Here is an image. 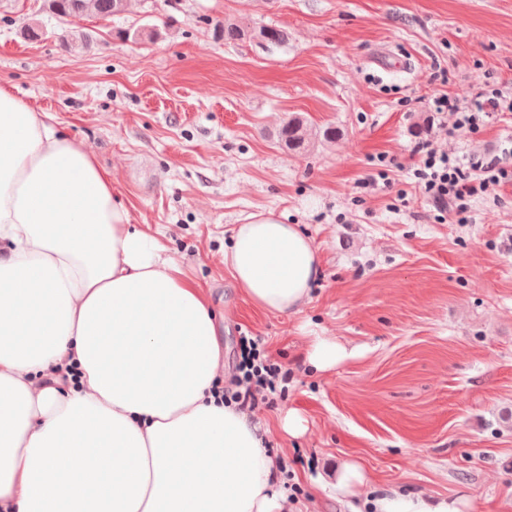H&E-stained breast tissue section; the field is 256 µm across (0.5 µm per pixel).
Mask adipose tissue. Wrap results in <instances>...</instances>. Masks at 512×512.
Listing matches in <instances>:
<instances>
[{
    "instance_id": "ef3b65f1",
    "label": "adipose tissue",
    "mask_w": 512,
    "mask_h": 512,
    "mask_svg": "<svg viewBox=\"0 0 512 512\" xmlns=\"http://www.w3.org/2000/svg\"><path fill=\"white\" fill-rule=\"evenodd\" d=\"M224 264L294 315L320 275L296 224L237 225ZM207 298L132 224L112 174L0 86V512H293L281 465L214 388ZM371 512H458L419 494Z\"/></svg>"
}]
</instances>
